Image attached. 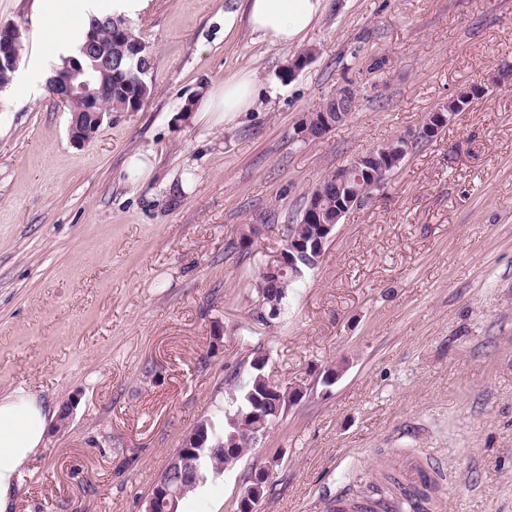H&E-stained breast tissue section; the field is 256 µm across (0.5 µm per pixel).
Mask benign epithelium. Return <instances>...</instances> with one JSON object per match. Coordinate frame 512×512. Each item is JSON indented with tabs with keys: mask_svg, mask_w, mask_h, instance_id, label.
<instances>
[{
	"mask_svg": "<svg viewBox=\"0 0 512 512\" xmlns=\"http://www.w3.org/2000/svg\"><path fill=\"white\" fill-rule=\"evenodd\" d=\"M99 26L90 28L84 45V53L93 61V70L89 71L77 60L68 64V75L61 82L50 84L51 93L60 102H66L78 96L84 101L81 112H74L69 125L71 141L76 145L91 142L101 127L104 116L112 113L103 109V104L112 100V72L118 65V59L112 57V46L101 42L98 35ZM22 33V28L16 24H0V69H15L20 58L15 51L16 41ZM483 92L479 86H471L455 97L457 107H449L431 112L427 115L419 129L418 135L430 139L448 125L457 109L465 108V103L473 100L475 95ZM358 98L355 88L345 85L337 89L336 101L331 108L305 115L296 128L298 137L320 139L330 128L344 121L350 114L351 99ZM410 140L402 138L400 145L385 149L377 147L356 156L349 164L336 169V187L340 193L336 198V209L332 210L316 197H310L306 213L310 223L317 226L318 235L307 241L301 238H290L284 244L273 262L267 264L262 275L267 279L278 278L288 273L290 275L305 264L313 267L322 256L324 245L336 224L352 208L360 205L365 196L381 185V178L386 170L398 165ZM157 494L148 499L145 512H176L180 499L179 487L170 484L167 473H162L156 482Z\"/></svg>",
	"mask_w": 512,
	"mask_h": 512,
	"instance_id": "benign-epithelium-1",
	"label": "benign epithelium"
}]
</instances>
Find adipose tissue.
I'll use <instances>...</instances> for the list:
<instances>
[{
  "instance_id": "ef3b65f1",
  "label": "adipose tissue",
  "mask_w": 512,
  "mask_h": 512,
  "mask_svg": "<svg viewBox=\"0 0 512 512\" xmlns=\"http://www.w3.org/2000/svg\"><path fill=\"white\" fill-rule=\"evenodd\" d=\"M244 5L252 31L288 47L304 39L325 0H245ZM145 6L146 0H49L55 55L73 53L92 17L109 12L129 19ZM256 91L254 74L241 72L225 80L222 88L207 92L200 111L205 116H232L253 104ZM48 424V409L27 391L0 395V512H11L15 485L29 458L42 448Z\"/></svg>"
}]
</instances>
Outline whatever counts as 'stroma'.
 Returning a JSON list of instances; mask_svg holds the SVG:
<instances>
[{"mask_svg":"<svg viewBox=\"0 0 512 512\" xmlns=\"http://www.w3.org/2000/svg\"><path fill=\"white\" fill-rule=\"evenodd\" d=\"M0 22L28 36L0 90V393L70 409L14 512H145L195 425L234 412L228 370L246 381L258 355L303 396L181 512H236L268 464L261 512H327L340 490L376 497L415 448L442 474L441 512H512V85L498 79L512 0H326L288 49L251 31L242 0H148L131 23L154 91L83 146L33 69L52 52L43 0H0ZM243 70L255 106L200 117ZM345 84L349 117L297 137ZM474 84L482 97L352 208L280 315L255 323L258 277L321 178Z\"/></svg>","mask_w":512,"mask_h":512,"instance_id":"stroma-1","label":"stroma"}]
</instances>
